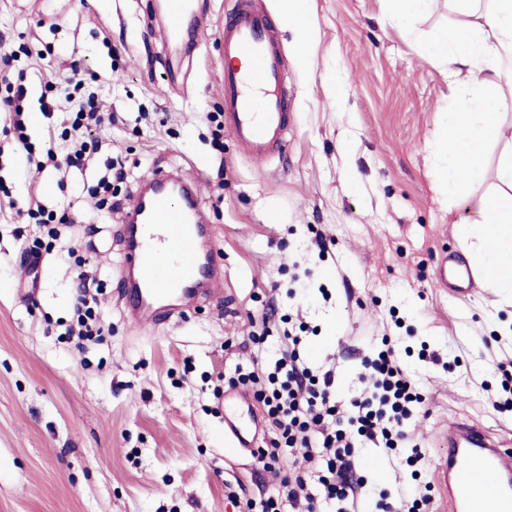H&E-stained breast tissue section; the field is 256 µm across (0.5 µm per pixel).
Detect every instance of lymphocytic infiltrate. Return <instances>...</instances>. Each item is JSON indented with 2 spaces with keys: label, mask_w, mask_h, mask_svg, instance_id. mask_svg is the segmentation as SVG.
I'll return each instance as SVG.
<instances>
[{
  "label": "lymphocytic infiltrate",
  "mask_w": 512,
  "mask_h": 512,
  "mask_svg": "<svg viewBox=\"0 0 512 512\" xmlns=\"http://www.w3.org/2000/svg\"><path fill=\"white\" fill-rule=\"evenodd\" d=\"M104 118L92 103H79L71 116V147L68 168H88L99 149L92 129ZM79 290L74 314L76 323L67 330L76 347L100 339L105 331L87 292L90 278L76 270ZM300 336L284 334V348L273 371H252L229 379L228 388L245 391L258 403L274 431L256 457L266 467L285 472L280 489L261 501L254 512H284L285 507L305 504L306 512L318 506L349 512L357 504L354 482L357 448L373 444L390 450L407 439L406 426L413 412L421 410L425 398L390 343L382 337L377 354L364 363L371 386L360 398L343 405L336 398L332 371L315 374L300 355Z\"/></svg>",
  "instance_id": "lymphocytic-infiltrate-1"
}]
</instances>
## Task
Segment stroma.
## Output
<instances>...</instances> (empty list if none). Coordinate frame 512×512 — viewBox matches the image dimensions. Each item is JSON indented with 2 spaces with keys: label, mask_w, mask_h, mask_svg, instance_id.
<instances>
[{
  "label": "stroma",
  "mask_w": 512,
  "mask_h": 512,
  "mask_svg": "<svg viewBox=\"0 0 512 512\" xmlns=\"http://www.w3.org/2000/svg\"><path fill=\"white\" fill-rule=\"evenodd\" d=\"M237 3L192 0L201 32L188 45L167 34L157 0H0V54L26 49L29 112L45 90L64 105L78 78L114 117L92 132L102 147L86 174L34 177L0 111V182L19 203L37 185L47 209L70 217L53 238L0 208V512H247L282 476L225 448L214 390L235 368L272 366L286 330L302 331L312 370L333 371L342 403L363 392V361L385 335L426 396L410 446L358 449L383 465L359 469L368 507L403 512L402 491L415 489L430 512H448L434 470L451 420L512 445V411L492 406L500 295L452 297L433 282L440 256L464 258L456 225L479 218L473 199L444 202L432 177L456 88L423 41L459 15L437 0L411 33L390 22V0H308L301 26H278L298 88L287 147L257 164L208 119L224 111V14ZM114 157L126 178L106 201L89 198ZM154 171L197 183L224 280L214 298L151 324L126 315L119 272L123 217ZM78 266L101 284L108 327L81 349L65 337ZM270 306L279 320L254 343L252 323Z\"/></svg>",
  "instance_id": "obj_1"
}]
</instances>
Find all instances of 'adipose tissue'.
<instances>
[{"label": "adipose tissue", "mask_w": 512, "mask_h": 512, "mask_svg": "<svg viewBox=\"0 0 512 512\" xmlns=\"http://www.w3.org/2000/svg\"><path fill=\"white\" fill-rule=\"evenodd\" d=\"M451 3L462 20L441 29L427 51L448 67L457 90L438 137L442 163L435 172L437 191L456 201L484 181L486 147L512 111V97L499 91L502 65L512 60V0ZM496 181L476 202L481 221L456 225L455 232L485 285L512 299V149L501 155Z\"/></svg>", "instance_id": "adipose-tissue-1"}]
</instances>
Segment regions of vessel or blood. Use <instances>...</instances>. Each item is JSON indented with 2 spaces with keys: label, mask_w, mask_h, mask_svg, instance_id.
Returning a JSON list of instances; mask_svg holds the SVG:
<instances>
[{
  "label": "vessel or blood",
  "mask_w": 512,
  "mask_h": 512,
  "mask_svg": "<svg viewBox=\"0 0 512 512\" xmlns=\"http://www.w3.org/2000/svg\"><path fill=\"white\" fill-rule=\"evenodd\" d=\"M188 0H167L168 34L182 35ZM224 124L239 147L256 162L268 160L286 141L295 92L288 85V54L276 23L264 10L234 8L224 15ZM204 227L189 222L174 197L155 196L141 212L124 266L138 289H126L133 315L153 322L163 297L192 295L202 280L218 281L223 256H200ZM473 268H456L440 258L433 270L436 284L452 288L475 282ZM262 422L224 417V442L232 448L253 447ZM436 479L448 498V512H512V448L498 443L483 427L458 421L448 425V453L436 465Z\"/></svg>",
  "instance_id": "b4317fda"
}]
</instances>
